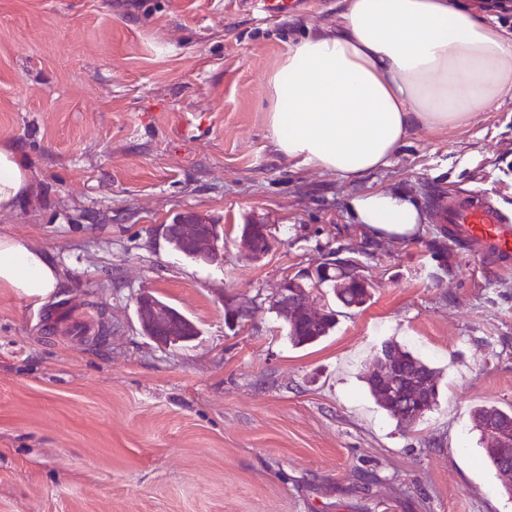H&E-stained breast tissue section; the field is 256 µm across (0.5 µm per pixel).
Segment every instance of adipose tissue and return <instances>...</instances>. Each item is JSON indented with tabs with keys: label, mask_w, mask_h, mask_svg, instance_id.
<instances>
[{
	"label": "adipose tissue",
	"mask_w": 512,
	"mask_h": 512,
	"mask_svg": "<svg viewBox=\"0 0 512 512\" xmlns=\"http://www.w3.org/2000/svg\"><path fill=\"white\" fill-rule=\"evenodd\" d=\"M510 89L512 33L471 0H343L335 27L289 45L263 94L277 151L358 180L386 165L412 129L470 125ZM30 184L20 155L0 148V210ZM351 205L380 238L421 228L417 206L400 193ZM0 283L42 300L60 273L46 253L0 237Z\"/></svg>",
	"instance_id": "1"
}]
</instances>
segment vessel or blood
<instances>
[{"label":"vessel or blood","mask_w":512,"mask_h":512,"mask_svg":"<svg viewBox=\"0 0 512 512\" xmlns=\"http://www.w3.org/2000/svg\"><path fill=\"white\" fill-rule=\"evenodd\" d=\"M436 223L446 225L450 237L478 248L487 265L512 266V212L483 192H463L434 212Z\"/></svg>","instance_id":"1"}]
</instances>
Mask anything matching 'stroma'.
I'll return each mask as SVG.
<instances>
[{"instance_id":"35a3bbf8","label":"stroma","mask_w":512,"mask_h":512,"mask_svg":"<svg viewBox=\"0 0 512 512\" xmlns=\"http://www.w3.org/2000/svg\"><path fill=\"white\" fill-rule=\"evenodd\" d=\"M339 13L0 0V147L33 186L0 211V235L62 275L43 300L0 284V512H512L469 417L512 404V269L487 272L427 210L433 190L512 206V90L476 123L414 131L358 181L288 159L263 87L289 43ZM369 191L412 198L423 232H364L351 201ZM185 211L220 224L223 262L167 242ZM248 219L272 233L258 262L240 248ZM336 258L359 261L373 296L292 346L272 300ZM145 288L199 336H145ZM99 316L102 338L72 337L70 321ZM388 339L442 372L438 406L407 432L364 383Z\"/></svg>"}]
</instances>
